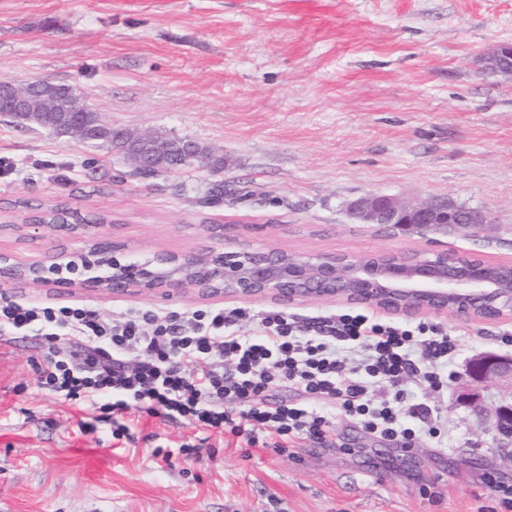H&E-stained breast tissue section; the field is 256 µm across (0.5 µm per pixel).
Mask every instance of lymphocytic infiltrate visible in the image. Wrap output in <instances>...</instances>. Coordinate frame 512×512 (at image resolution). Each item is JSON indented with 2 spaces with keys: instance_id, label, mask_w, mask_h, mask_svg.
Returning a JSON list of instances; mask_svg holds the SVG:
<instances>
[{
  "instance_id": "f902f5d3",
  "label": "lymphocytic infiltrate",
  "mask_w": 512,
  "mask_h": 512,
  "mask_svg": "<svg viewBox=\"0 0 512 512\" xmlns=\"http://www.w3.org/2000/svg\"><path fill=\"white\" fill-rule=\"evenodd\" d=\"M247 317L241 308L211 307L179 319L139 309L112 320L81 305L4 300L0 333L53 342L40 384L68 400L104 405L116 439L128 435L134 411L280 454L300 440L332 444L339 414L403 449L422 435L441 438L437 408L406 403L404 386L446 387L458 347L448 332L371 311L298 321L269 310L245 336L239 323ZM285 384L303 401L272 402Z\"/></svg>"
}]
</instances>
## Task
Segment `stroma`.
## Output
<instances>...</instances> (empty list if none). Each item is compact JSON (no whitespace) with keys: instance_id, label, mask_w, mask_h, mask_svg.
I'll return each mask as SVG.
<instances>
[{"instance_id":"35a3bbf8","label":"stroma","mask_w":512,"mask_h":512,"mask_svg":"<svg viewBox=\"0 0 512 512\" xmlns=\"http://www.w3.org/2000/svg\"><path fill=\"white\" fill-rule=\"evenodd\" d=\"M512 43V0H0V81L51 79L113 128L188 139L210 159L151 178L105 148L0 120V219L15 201L63 202L113 219L114 237L144 264L159 249L196 248L209 224L297 253L448 250L512 262V79L484 68ZM229 190L207 203L216 182ZM386 193L476 209L481 228L422 236L355 220L349 203ZM56 235L0 234V251L32 262ZM180 314L200 300L112 297L24 282L0 300ZM456 335L448 386L410 402L435 405L447 449L421 437L388 449L354 420H335L333 447L293 455L203 440L141 416L113 441L107 410L38 382L48 345L0 334V512H501L492 481L512 466L491 432L456 403L467 362L495 351L512 321L395 313ZM200 445L199 459L179 454ZM169 459L153 457L155 448Z\"/></svg>"}]
</instances>
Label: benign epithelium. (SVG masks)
I'll use <instances>...</instances> for the list:
<instances>
[{
  "mask_svg": "<svg viewBox=\"0 0 512 512\" xmlns=\"http://www.w3.org/2000/svg\"><path fill=\"white\" fill-rule=\"evenodd\" d=\"M495 73L512 77V44L500 45L487 59ZM52 84L17 85L1 82L0 92L9 95L13 115L33 117L25 104L40 88ZM58 87L70 101L72 121L46 127L59 139H96L106 124L98 113L79 102L68 84ZM125 145L157 153L164 146L149 134L120 132ZM351 214L363 224H375L388 230L416 228L435 234L462 224L473 228L484 223L481 214L468 211L462 218L458 208L445 200L421 203L403 201L387 194L359 197L349 204ZM12 229L25 235L52 230L68 238L88 242L78 259L85 267L106 265L111 275L72 280L56 277L62 260L71 257L60 251L47 260L20 263L0 252V282L22 280L34 284L57 283L80 290L119 296L150 294L163 299L191 295L200 300L221 296L269 299L283 305L316 299L344 304L366 305L395 313L415 312L452 314L481 321L512 319V288H503L489 271L490 264L466 254L448 251L393 252L367 254L319 252L302 254L229 235L222 224L205 225L208 235L192 251L174 252L161 249L146 265L126 260L128 245L101 231V224H75L68 221L40 223L31 219L21 224H1L0 231ZM471 385L461 393L459 404L472 408L481 422L498 438L512 441V394L500 399L491 415L485 417L478 404L480 387L485 384H512V357L484 353L468 366Z\"/></svg>",
  "mask_w": 512,
  "mask_h": 512,
  "instance_id": "obj_1",
  "label": "benign epithelium"
}]
</instances>
